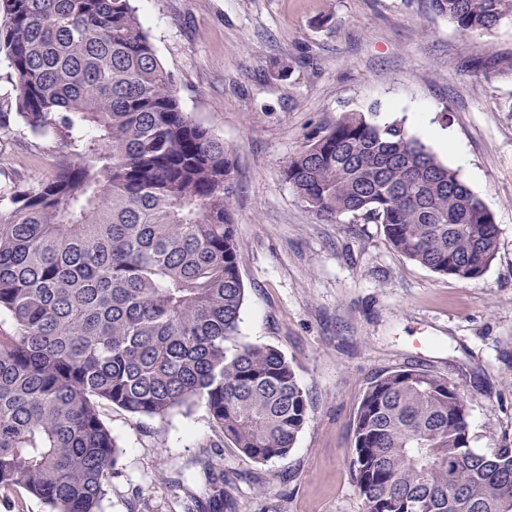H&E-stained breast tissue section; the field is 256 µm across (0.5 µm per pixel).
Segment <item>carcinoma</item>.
I'll list each match as a JSON object with an SVG mask.
<instances>
[{"mask_svg": "<svg viewBox=\"0 0 512 512\" xmlns=\"http://www.w3.org/2000/svg\"><path fill=\"white\" fill-rule=\"evenodd\" d=\"M431 4L467 35L512 19V0ZM2 60L18 95L0 132L58 136L73 160L0 181V492L102 512L112 406L164 419L203 402L243 456H287L309 409L292 363L227 346L245 300L231 151L181 108L134 0H0ZM280 176L320 220L381 224L439 276L477 279L496 258L483 200L402 120L347 112ZM469 416L445 376L370 379L350 461L365 512H512V445L475 451Z\"/></svg>", "mask_w": 512, "mask_h": 512, "instance_id": "1", "label": "carcinoma"}]
</instances>
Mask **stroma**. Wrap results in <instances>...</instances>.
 I'll use <instances>...</instances> for the list:
<instances>
[{"label": "stroma", "mask_w": 512, "mask_h": 512, "mask_svg": "<svg viewBox=\"0 0 512 512\" xmlns=\"http://www.w3.org/2000/svg\"><path fill=\"white\" fill-rule=\"evenodd\" d=\"M186 112L223 138L245 286L237 344L292 361L309 397L290 453L254 462L220 441L205 404L166 420H106L123 447L104 512H364L350 450L373 376L410 366L463 384L471 446L512 443V20L461 34L430 0H136ZM291 61L288 77L277 65ZM404 120L456 170L499 229L478 279L437 275L393 250L382 225L320 221L280 166L352 111ZM70 159L61 138L13 129L0 170L29 181ZM214 469L223 482L209 484Z\"/></svg>", "instance_id": "35a3bbf8"}]
</instances>
